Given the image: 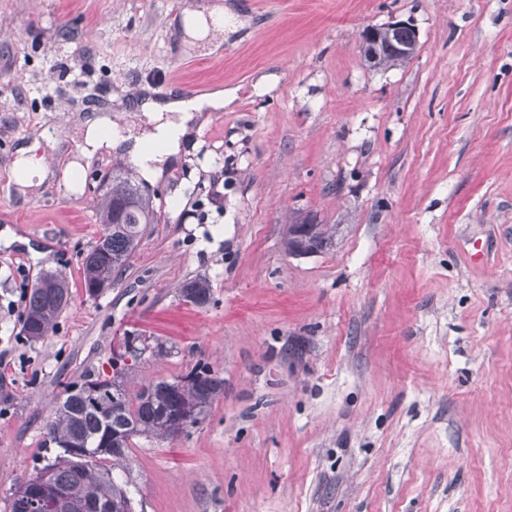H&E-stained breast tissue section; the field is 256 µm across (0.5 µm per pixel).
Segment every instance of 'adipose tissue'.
<instances>
[{"instance_id": "1", "label": "adipose tissue", "mask_w": 512, "mask_h": 512, "mask_svg": "<svg viewBox=\"0 0 512 512\" xmlns=\"http://www.w3.org/2000/svg\"><path fill=\"white\" fill-rule=\"evenodd\" d=\"M227 23L223 7L206 12L186 9L178 19V29L186 47L216 49L224 38ZM228 97L227 91L216 88L189 99L176 95L163 99L146 96L136 103V111L142 112L149 121L148 129L134 139L133 154L142 176L148 180L160 176L163 164L180 154L188 124L196 113L221 111ZM80 132V157L70 161L64 171L70 183L74 182L84 160L92 158L100 149H110L122 142L121 136L113 132L111 117L105 113L83 120Z\"/></svg>"}]
</instances>
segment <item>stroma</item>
<instances>
[{"label": "stroma", "mask_w": 512, "mask_h": 512, "mask_svg": "<svg viewBox=\"0 0 512 512\" xmlns=\"http://www.w3.org/2000/svg\"><path fill=\"white\" fill-rule=\"evenodd\" d=\"M218 1L240 27L178 51L172 20ZM396 20L415 55L368 67L362 31ZM157 85L233 97L148 183L159 220L91 297L98 203L113 175L140 182L133 159L23 192L16 151L65 166L74 118L98 112L140 134L133 103ZM307 216L334 244L289 255ZM47 271L72 297L30 343ZM196 277L204 307L180 296ZM129 331L165 348L129 391L195 367L224 380L174 440L134 438L145 512H512V0H0V512L55 455L65 385L111 373ZM71 300V289L62 275L45 273L31 289L20 319V334L28 342H39L54 329Z\"/></svg>", "instance_id": "stroma-1"}]
</instances>
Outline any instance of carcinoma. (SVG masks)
Here are the masks:
<instances>
[{"mask_svg":"<svg viewBox=\"0 0 512 512\" xmlns=\"http://www.w3.org/2000/svg\"><path fill=\"white\" fill-rule=\"evenodd\" d=\"M415 50H399L388 34H383L375 56L365 58L371 68H392L407 63ZM99 221L103 235L82 258L83 286L90 297L112 287L116 275L138 248L145 227L156 221L150 199L138 186L121 175L112 177L101 197ZM184 300L196 307L210 302L211 288L203 278L185 282ZM71 300V289L62 275L45 273L31 289L20 319V334L29 342H39L54 329ZM140 334L124 336V353L114 360L112 376L99 372L85 374L81 382L68 384L45 424V441L59 452L40 468L55 485L71 490V500L61 512H71L73 504L119 507L134 512L131 497L130 444L135 437L159 440L174 438V417L191 418L196 424L215 396L224 389V380L201 368L172 381L157 379L134 393L123 385L129 365L142 355L132 351ZM28 488L20 485L11 495L9 512H29Z\"/></svg>","mask_w":512,"mask_h":512,"instance_id":"obj_1","label":"carcinoma"}]
</instances>
